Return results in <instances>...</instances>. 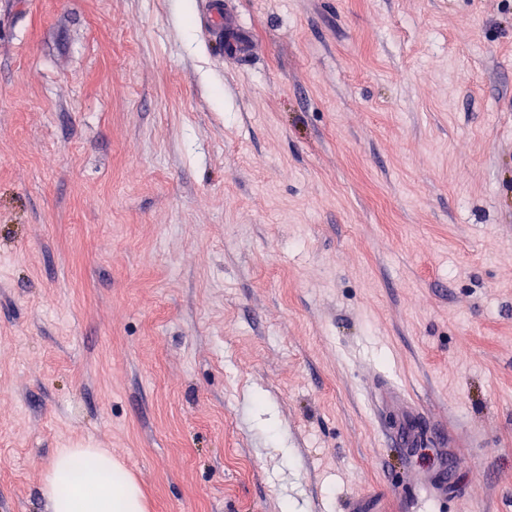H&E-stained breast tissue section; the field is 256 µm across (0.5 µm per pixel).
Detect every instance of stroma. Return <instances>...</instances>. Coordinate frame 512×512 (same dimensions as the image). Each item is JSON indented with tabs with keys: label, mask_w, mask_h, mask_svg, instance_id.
I'll use <instances>...</instances> for the list:
<instances>
[{
	"label": "stroma",
	"mask_w": 512,
	"mask_h": 512,
	"mask_svg": "<svg viewBox=\"0 0 512 512\" xmlns=\"http://www.w3.org/2000/svg\"><path fill=\"white\" fill-rule=\"evenodd\" d=\"M233 2L0 0V512H512V0ZM200 27L209 41L224 46V55L228 61L236 63L247 60L256 53L257 42L253 33L240 23L230 0H205ZM42 495L46 512L146 511L138 482L107 448L57 449Z\"/></svg>",
	"instance_id": "1"
}]
</instances>
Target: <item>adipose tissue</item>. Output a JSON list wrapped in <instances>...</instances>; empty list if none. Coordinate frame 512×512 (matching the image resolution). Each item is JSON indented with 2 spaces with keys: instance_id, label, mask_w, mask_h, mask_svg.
Returning a JSON list of instances; mask_svg holds the SVG:
<instances>
[{
  "instance_id": "obj_1",
  "label": "adipose tissue",
  "mask_w": 512,
  "mask_h": 512,
  "mask_svg": "<svg viewBox=\"0 0 512 512\" xmlns=\"http://www.w3.org/2000/svg\"><path fill=\"white\" fill-rule=\"evenodd\" d=\"M47 512H146L138 482L106 448H60L46 470Z\"/></svg>"
}]
</instances>
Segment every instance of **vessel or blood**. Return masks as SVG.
I'll use <instances>...</instances> for the list:
<instances>
[{
	"instance_id": "vessel-or-blood-1",
	"label": "vessel or blood",
	"mask_w": 512,
	"mask_h": 512,
	"mask_svg": "<svg viewBox=\"0 0 512 512\" xmlns=\"http://www.w3.org/2000/svg\"><path fill=\"white\" fill-rule=\"evenodd\" d=\"M200 27L209 41L223 45L228 61L249 59L257 50L252 31L240 23L229 0H205Z\"/></svg>"
}]
</instances>
